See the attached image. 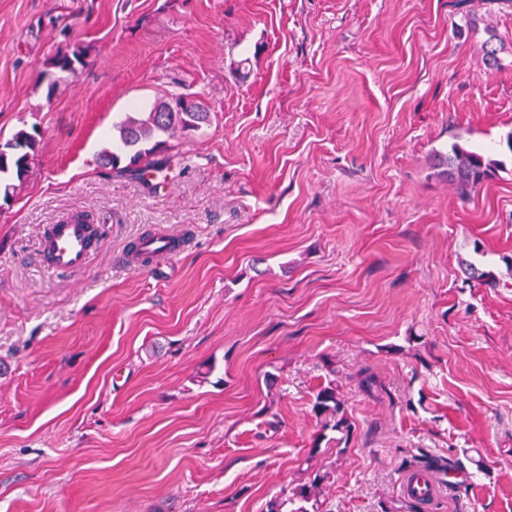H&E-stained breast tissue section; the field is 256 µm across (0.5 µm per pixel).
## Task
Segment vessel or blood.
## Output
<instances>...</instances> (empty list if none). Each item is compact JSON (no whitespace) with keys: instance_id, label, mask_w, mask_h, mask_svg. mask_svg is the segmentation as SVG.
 <instances>
[{"instance_id":"b4317fda","label":"vessel or blood","mask_w":512,"mask_h":512,"mask_svg":"<svg viewBox=\"0 0 512 512\" xmlns=\"http://www.w3.org/2000/svg\"><path fill=\"white\" fill-rule=\"evenodd\" d=\"M99 242V229L85 224L80 217L73 216L48 225L40 248L43 267L56 276L79 272ZM184 246L181 238L156 233L143 239L139 255H127L126 262L132 267L140 266V258L144 255L156 260L173 259L181 254ZM466 480V472L455 468H415L406 474L401 490L406 498L426 510L436 503L443 491L460 487Z\"/></svg>"}]
</instances>
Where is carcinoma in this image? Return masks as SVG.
Returning a JSON list of instances; mask_svg holds the SVG:
<instances>
[{
  "label": "carcinoma",
  "mask_w": 512,
  "mask_h": 512,
  "mask_svg": "<svg viewBox=\"0 0 512 512\" xmlns=\"http://www.w3.org/2000/svg\"><path fill=\"white\" fill-rule=\"evenodd\" d=\"M82 61L83 52L74 49L70 52H56L48 64L62 73L74 75ZM184 98L185 95L181 93L168 94L147 109L128 113L117 126L121 149L117 152H104L98 158L99 165L112 170L120 168L136 177L148 172L158 173L171 166L174 161L171 141L188 139L211 122V113L197 101L193 109H184ZM38 148L36 135L24 129L17 131L8 141L0 143V176L24 182ZM438 161L463 199L490 178L493 169L497 168L496 161L459 144L453 145L451 152L438 155ZM312 410L325 430L338 431L349 427L344 403L338 396L333 379L318 388ZM317 494L318 486L315 483L302 486L294 492L297 500L312 503L313 512H320L319 504L316 503Z\"/></svg>",
  "instance_id": "carcinoma-1"
}]
</instances>
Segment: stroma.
Wrapping results in <instances>:
<instances>
[{"mask_svg":"<svg viewBox=\"0 0 512 512\" xmlns=\"http://www.w3.org/2000/svg\"><path fill=\"white\" fill-rule=\"evenodd\" d=\"M172 92L211 113L172 166L101 168ZM23 128L0 512H267L311 483L322 512H421L401 482L428 461L469 475L434 512H512V0H0V141ZM456 143L498 162L465 200ZM71 214L110 232L56 279L40 242ZM153 231L184 251L123 265ZM331 376L347 434L312 411ZM83 61V52L80 49H74L71 52L57 51L51 57L48 64L54 69H58L61 73L75 75L77 65H81Z\"/></svg>","mask_w":512,"mask_h":512,"instance_id":"obj_1","label":"stroma"}]
</instances>
